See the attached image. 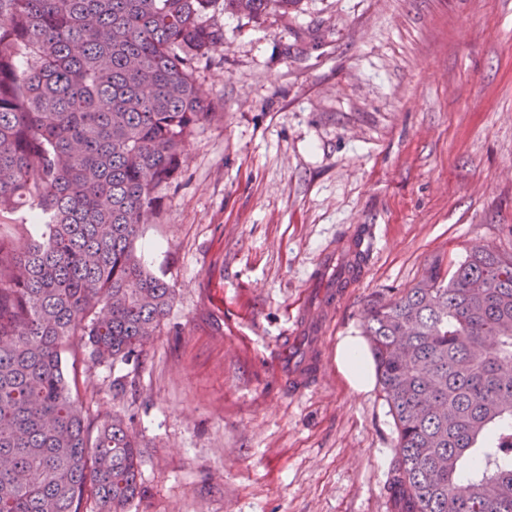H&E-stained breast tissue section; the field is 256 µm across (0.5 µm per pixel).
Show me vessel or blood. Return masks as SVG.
<instances>
[{"label":"vessel or blood","mask_w":512,"mask_h":512,"mask_svg":"<svg viewBox=\"0 0 512 512\" xmlns=\"http://www.w3.org/2000/svg\"><path fill=\"white\" fill-rule=\"evenodd\" d=\"M376 248V235L373 227H357L350 235L337 241L335 248L329 249L321 257L310 277L311 287L320 291V305L303 303L291 318L292 334H322L327 326L326 315L335 301L342 297V289L351 285L360 275L361 268ZM315 353L292 356L288 366L290 387L300 388L308 383L315 365Z\"/></svg>","instance_id":"1"}]
</instances>
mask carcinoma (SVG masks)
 Returning <instances> with one entry per match:
<instances>
[{
    "label": "carcinoma",
    "mask_w": 512,
    "mask_h": 512,
    "mask_svg": "<svg viewBox=\"0 0 512 512\" xmlns=\"http://www.w3.org/2000/svg\"><path fill=\"white\" fill-rule=\"evenodd\" d=\"M298 2L0 0V512H128L141 495L128 426L86 422L61 354L143 355L173 290L136 241L215 117L192 67L224 40L206 16ZM364 333L397 433L393 512H512V254L435 258Z\"/></svg>",
    "instance_id": "1"
}]
</instances>
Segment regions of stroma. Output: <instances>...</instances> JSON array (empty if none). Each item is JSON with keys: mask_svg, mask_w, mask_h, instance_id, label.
<instances>
[{"mask_svg": "<svg viewBox=\"0 0 512 512\" xmlns=\"http://www.w3.org/2000/svg\"><path fill=\"white\" fill-rule=\"evenodd\" d=\"M213 19L224 41L194 77L224 116L187 136L136 242L173 306L138 362L67 353L78 403L138 437L130 512H392L393 418L379 386H349L336 344L435 256L512 252V0ZM364 224L377 248L293 393L289 314L319 254Z\"/></svg>", "mask_w": 512, "mask_h": 512, "instance_id": "35a3bbf8", "label": "stroma"}]
</instances>
